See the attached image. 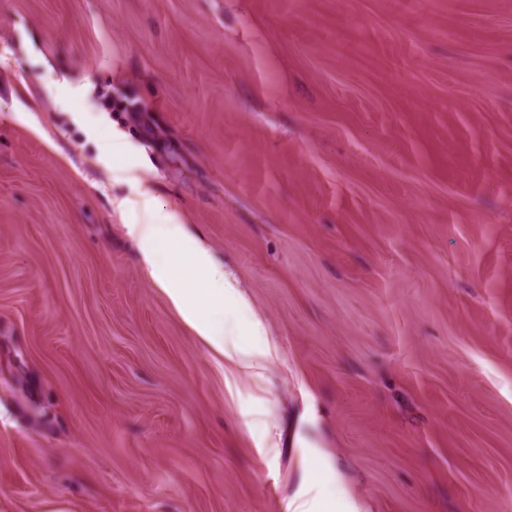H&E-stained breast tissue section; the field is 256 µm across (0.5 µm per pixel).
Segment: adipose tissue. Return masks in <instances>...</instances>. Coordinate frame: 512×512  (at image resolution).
Masks as SVG:
<instances>
[{"label":"adipose tissue","instance_id":"1","mask_svg":"<svg viewBox=\"0 0 512 512\" xmlns=\"http://www.w3.org/2000/svg\"><path fill=\"white\" fill-rule=\"evenodd\" d=\"M130 207L142 216L141 223L130 225L129 230L140 241L143 261L156 288L168 296L196 335L225 356L236 358L243 367L269 360L274 348L265 337L260 319H253L250 324L255 343L246 351L240 349L234 334L225 333L223 324L213 319V311L227 305L244 309L248 302L223 266L212 261L207 249L186 240L178 216L160 209L146 193L132 201ZM162 242L167 245V256L160 263L156 252Z\"/></svg>","mask_w":512,"mask_h":512}]
</instances>
